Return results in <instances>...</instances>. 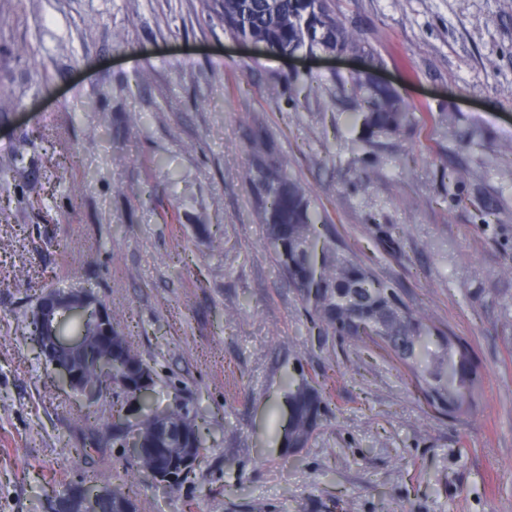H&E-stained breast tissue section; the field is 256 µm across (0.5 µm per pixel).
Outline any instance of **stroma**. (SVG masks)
Wrapping results in <instances>:
<instances>
[{
  "instance_id": "stroma-1",
  "label": "stroma",
  "mask_w": 512,
  "mask_h": 512,
  "mask_svg": "<svg viewBox=\"0 0 512 512\" xmlns=\"http://www.w3.org/2000/svg\"><path fill=\"white\" fill-rule=\"evenodd\" d=\"M326 6L358 54L251 47L218 0H0V512H47L73 483L139 512H512V0ZM367 75L416 124L364 148L349 115ZM256 133L326 237L468 344L469 414L311 323L252 215ZM48 288L93 292L155 367V400L197 408L205 450L180 491L128 464L111 393L91 415L50 373L28 327ZM290 376L325 400L294 455ZM91 427L102 454L82 448Z\"/></svg>"
}]
</instances>
